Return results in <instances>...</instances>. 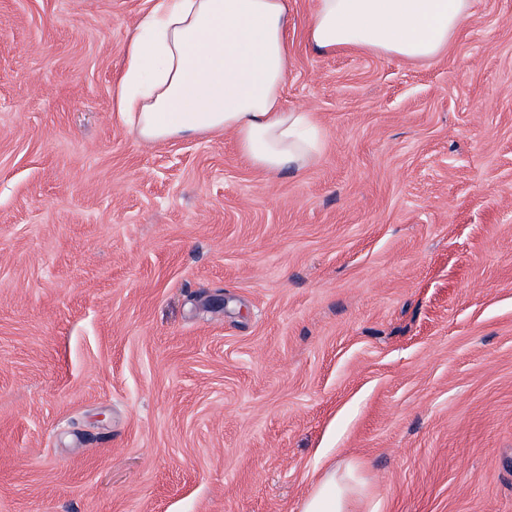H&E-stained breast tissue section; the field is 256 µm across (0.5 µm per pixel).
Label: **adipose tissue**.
<instances>
[{
  "label": "adipose tissue",
  "mask_w": 512,
  "mask_h": 512,
  "mask_svg": "<svg viewBox=\"0 0 512 512\" xmlns=\"http://www.w3.org/2000/svg\"><path fill=\"white\" fill-rule=\"evenodd\" d=\"M474 11L475 0H317L304 36L320 53L428 63ZM292 26L288 0H155L124 45L113 109L143 142L228 131L255 171L301 172L325 136L313 112L282 105ZM365 487L354 463H329L300 512H358Z\"/></svg>",
  "instance_id": "adipose-tissue-1"
}]
</instances>
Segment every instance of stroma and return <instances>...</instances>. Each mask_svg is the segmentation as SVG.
<instances>
[{
    "label": "stroma",
    "instance_id": "stroma-1",
    "mask_svg": "<svg viewBox=\"0 0 512 512\" xmlns=\"http://www.w3.org/2000/svg\"><path fill=\"white\" fill-rule=\"evenodd\" d=\"M321 156L113 112L154 0H0V512H512V0L425 64L311 51ZM358 470L352 462L327 463L315 475L312 491L302 501L300 512H358L366 487Z\"/></svg>",
    "mask_w": 512,
    "mask_h": 512
}]
</instances>
